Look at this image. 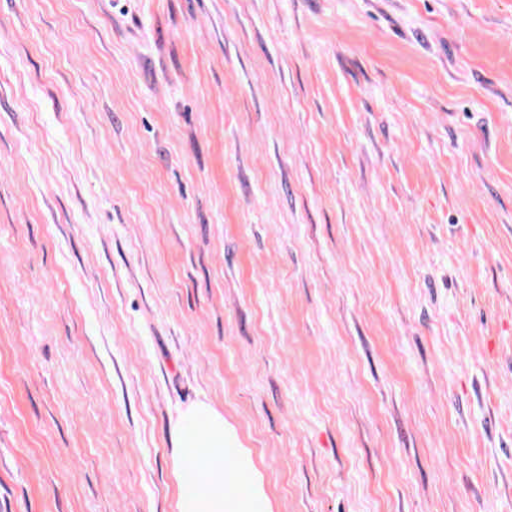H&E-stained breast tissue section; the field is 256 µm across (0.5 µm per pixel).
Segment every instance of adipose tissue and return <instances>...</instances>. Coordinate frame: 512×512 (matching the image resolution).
Segmentation results:
<instances>
[{
    "instance_id": "ef3b65f1",
    "label": "adipose tissue",
    "mask_w": 512,
    "mask_h": 512,
    "mask_svg": "<svg viewBox=\"0 0 512 512\" xmlns=\"http://www.w3.org/2000/svg\"><path fill=\"white\" fill-rule=\"evenodd\" d=\"M172 434L175 477H194L192 490L178 496L175 512H273L263 473L222 412L197 404Z\"/></svg>"
}]
</instances>
